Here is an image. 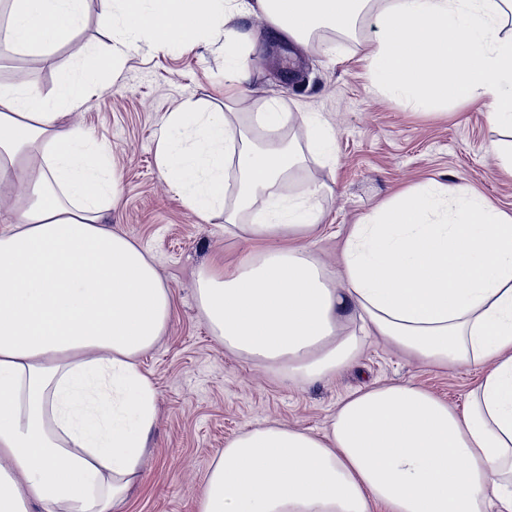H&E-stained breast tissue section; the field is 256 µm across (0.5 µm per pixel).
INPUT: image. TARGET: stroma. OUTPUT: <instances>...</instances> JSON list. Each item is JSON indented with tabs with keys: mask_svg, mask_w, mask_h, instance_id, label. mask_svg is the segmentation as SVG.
Masks as SVG:
<instances>
[{
	"mask_svg": "<svg viewBox=\"0 0 512 512\" xmlns=\"http://www.w3.org/2000/svg\"><path fill=\"white\" fill-rule=\"evenodd\" d=\"M86 13L70 45L34 58L28 77L40 92H49L80 54L111 43V33L98 24L97 0H88ZM238 24L254 32L264 51L252 60L251 81L233 101V112H255L273 100L285 112L317 114L333 130L332 161H307L282 187L298 195L311 180L323 183L319 226L309 243L329 272L341 266L350 226L409 186L461 183L512 214V181L499 177L500 160L491 150L508 136L488 123L482 104L419 111L373 90L363 61L378 36L373 17L364 18L355 37L326 31L301 46L275 45L259 17L247 15ZM223 57L220 37L161 51L139 45L99 95L69 117L107 150V176L117 190L110 222L154 257L173 304L160 343L141 359L156 389L150 446L139 480L113 512H197L225 441L264 421L320 431L339 400L375 382L413 383L460 407L479 378L475 369L438 368L399 355L375 337L351 367L300 386L225 353L199 311L195 277L214 256L232 265L252 245L225 234L223 211L203 218L190 210L169 187L157 157L169 112L187 100L223 104Z\"/></svg>",
	"mask_w": 512,
	"mask_h": 512,
	"instance_id": "obj_1",
	"label": "stroma"
}]
</instances>
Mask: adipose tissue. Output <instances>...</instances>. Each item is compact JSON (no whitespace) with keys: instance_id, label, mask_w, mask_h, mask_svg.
Instances as JSON below:
<instances>
[{"instance_id":"obj_1","label":"adipose tissue","mask_w":512,"mask_h":512,"mask_svg":"<svg viewBox=\"0 0 512 512\" xmlns=\"http://www.w3.org/2000/svg\"><path fill=\"white\" fill-rule=\"evenodd\" d=\"M0 53L45 56L79 31L87 0H6ZM512 0H99L115 31L48 93L0 81V512H109L140 475L156 391L140 358L172 300L153 258L110 228L106 155L62 124L122 65L129 46L163 50L224 32V79L238 90L262 14L269 36L306 43L379 30L364 57L373 88L422 108L484 102L512 131ZM273 101L255 115L260 146L221 107L168 113L157 155L169 186L200 215L239 185L225 229L266 242L231 268L197 274L196 296L226 352L279 381L310 384L351 365L366 339L436 367H477L463 409L411 384L355 391L322 431L280 422L243 430L213 461L198 512H512V215L462 184L395 194L352 225L328 276L307 244L319 186L283 195L307 156L331 160L316 115L305 144ZM225 204V203H224Z\"/></svg>"}]
</instances>
